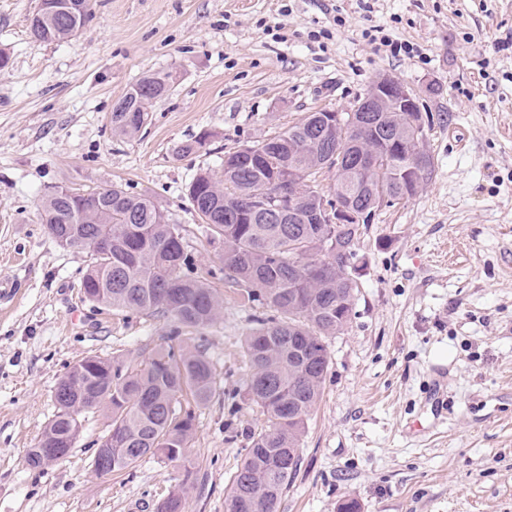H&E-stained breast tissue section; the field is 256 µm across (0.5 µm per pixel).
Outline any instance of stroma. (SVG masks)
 <instances>
[{"label": "stroma", "instance_id": "1", "mask_svg": "<svg viewBox=\"0 0 512 512\" xmlns=\"http://www.w3.org/2000/svg\"><path fill=\"white\" fill-rule=\"evenodd\" d=\"M38 3L0 0V282L15 285L0 305V512H155L182 477L156 457L95 474L99 412L65 459L27 464L74 364L137 368L179 343L169 318L83 299L89 253L57 244L43 200L119 184L185 229L195 272L224 299L196 333L217 391L196 410L185 512H224L266 425L242 353L260 308L220 274L224 244L186 186L306 113L350 110L382 74L430 118L433 168L361 239L354 315L325 342L331 368L278 512H338L348 499L358 512H512V0H370L369 13L356 0H93L89 23L49 44L30 36ZM379 24L414 52L375 49L362 32ZM157 71L173 81L146 127L113 134L114 102ZM204 133L206 151L179 155ZM415 419L431 431L406 433Z\"/></svg>", "mask_w": 512, "mask_h": 512}]
</instances>
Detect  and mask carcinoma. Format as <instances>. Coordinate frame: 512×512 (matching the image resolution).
Segmentation results:
<instances>
[{
    "instance_id": "cac0c4a2",
    "label": "carcinoma",
    "mask_w": 512,
    "mask_h": 512,
    "mask_svg": "<svg viewBox=\"0 0 512 512\" xmlns=\"http://www.w3.org/2000/svg\"><path fill=\"white\" fill-rule=\"evenodd\" d=\"M91 9V0H84L83 10L74 15L34 16L30 33L40 43L61 42L85 26ZM170 81L168 72L137 80L118 98L125 111L112 112V133L138 134L148 120L149 104L168 91ZM388 121V134L378 127L342 137L325 129L322 113L309 112L281 134L228 153L222 175L201 169L186 187L207 231L224 241V278L269 311L254 320L243 344L248 392L267 425L251 437L225 491L224 512H278L298 469L308 420L322 398L330 366L325 339L351 321L358 282L345 261L357 260L367 222L332 224L318 216L316 204L361 203L385 194L392 206L416 196L432 172L427 167L418 185H410L404 176L412 166L406 144L425 139L426 132L415 134L406 112H393ZM338 151L346 158L367 154L373 168L353 173L350 163L336 164ZM242 155L252 161H239ZM292 169L302 173L299 194L274 200ZM265 200L276 201L281 219L268 218L260 208ZM42 220L61 247L90 250L80 282L90 302L159 313L187 329H202L217 319L220 294L193 275L182 226L150 198L118 184L68 198L51 194L43 203ZM97 237L111 239L112 251L91 249ZM336 241L348 245L347 257L333 252ZM213 390L211 362L197 347L155 349L141 368L87 357L58 383L56 413L29 450L27 463L37 468L56 462L39 454L40 442L71 449L81 416L104 410L112 430V471L132 468L156 456L158 448L167 450L166 460L178 463L183 479L179 491L156 512H184L196 416L181 398L189 395L199 407Z\"/></svg>"
}]
</instances>
